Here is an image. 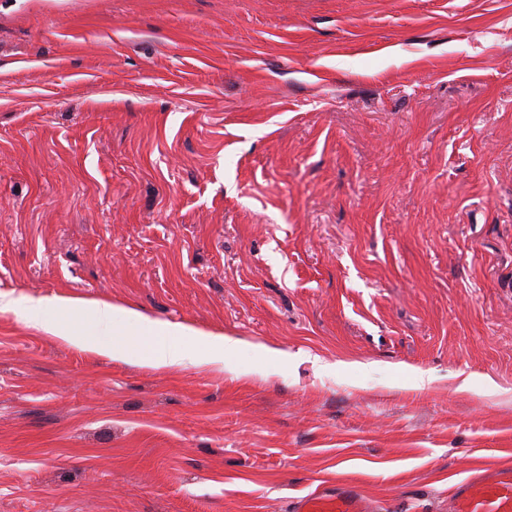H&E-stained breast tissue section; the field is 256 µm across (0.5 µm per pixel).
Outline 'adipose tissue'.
<instances>
[{"label":"adipose tissue","instance_id":"1","mask_svg":"<svg viewBox=\"0 0 512 512\" xmlns=\"http://www.w3.org/2000/svg\"><path fill=\"white\" fill-rule=\"evenodd\" d=\"M43 305L44 302L40 299H29L22 304L9 300L0 303V309L20 311L30 326L47 334L61 337L68 342H78L79 335L71 327L42 317ZM89 307L103 322L110 321L118 315L122 316L125 325L134 328L137 332L145 352V360L148 365L153 367H177L183 363L184 353L173 344V337H180L198 347L212 345L217 340L216 335L198 331L184 323L151 320L133 308L98 301L90 302Z\"/></svg>","mask_w":512,"mask_h":512}]
</instances>
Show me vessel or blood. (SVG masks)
Wrapping results in <instances>:
<instances>
[{"label": "vessel or blood", "instance_id": "vessel-or-blood-1", "mask_svg": "<svg viewBox=\"0 0 512 512\" xmlns=\"http://www.w3.org/2000/svg\"><path fill=\"white\" fill-rule=\"evenodd\" d=\"M293 512H373V507L355 488L332 486L296 498ZM448 512H512V465L463 477L451 488Z\"/></svg>", "mask_w": 512, "mask_h": 512}]
</instances>
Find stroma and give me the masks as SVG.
Wrapping results in <instances>:
<instances>
[{"instance_id": "stroma-1", "label": "stroma", "mask_w": 512, "mask_h": 512, "mask_svg": "<svg viewBox=\"0 0 512 512\" xmlns=\"http://www.w3.org/2000/svg\"><path fill=\"white\" fill-rule=\"evenodd\" d=\"M3 293L237 346L0 311V512H448L512 462V0H0ZM45 301L53 302L55 305L66 303L70 300L65 298H56L54 301L40 299H28L24 304H19L13 300L4 302L2 300L1 310L4 311H20L30 326L37 330H42L52 336H58L62 339L75 343L83 339L82 336L78 335L71 327L65 326L58 321L49 320L41 317L42 307ZM96 314L100 321H110L117 315L123 316L125 325L137 331L140 345L145 352V361L153 367H177L184 361V353L172 342L178 336L195 346H210L219 343L224 347V337L198 331L184 323L158 322L149 319L133 308L116 306L107 302L82 301ZM293 512H373V507L354 487L332 486L296 498Z\"/></svg>"}]
</instances>
